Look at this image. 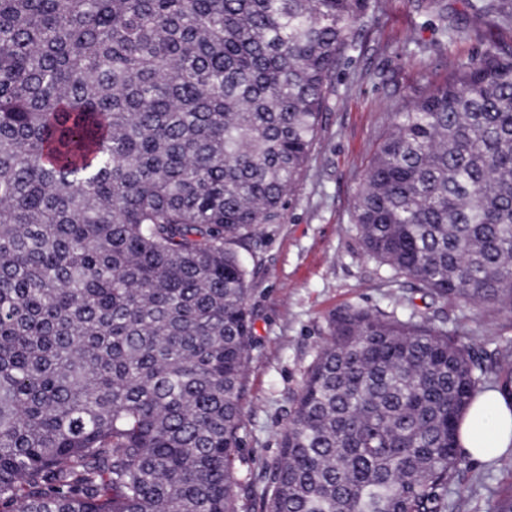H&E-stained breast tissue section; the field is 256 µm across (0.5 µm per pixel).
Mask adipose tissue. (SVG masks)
Wrapping results in <instances>:
<instances>
[{
  "instance_id": "1",
  "label": "adipose tissue",
  "mask_w": 512,
  "mask_h": 512,
  "mask_svg": "<svg viewBox=\"0 0 512 512\" xmlns=\"http://www.w3.org/2000/svg\"><path fill=\"white\" fill-rule=\"evenodd\" d=\"M459 442L473 461H484L512 445V402L495 390L475 397L462 419Z\"/></svg>"
}]
</instances>
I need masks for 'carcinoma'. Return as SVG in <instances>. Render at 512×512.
Returning a JSON list of instances; mask_svg holds the SVG:
<instances>
[{
  "label": "carcinoma",
  "instance_id": "obj_1",
  "mask_svg": "<svg viewBox=\"0 0 512 512\" xmlns=\"http://www.w3.org/2000/svg\"><path fill=\"white\" fill-rule=\"evenodd\" d=\"M448 35L443 0H410ZM371 0H0V512H241L254 320ZM512 26V0H475ZM368 258L512 319V57L390 113L352 206ZM412 310L348 306L292 398L264 512H450L473 398L512 396Z\"/></svg>",
  "mask_w": 512,
  "mask_h": 512
}]
</instances>
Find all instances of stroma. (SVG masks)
<instances>
[{"label":"stroma","mask_w":512,"mask_h":512,"mask_svg":"<svg viewBox=\"0 0 512 512\" xmlns=\"http://www.w3.org/2000/svg\"><path fill=\"white\" fill-rule=\"evenodd\" d=\"M359 28L357 48L339 62L308 165L284 218L261 227L243 257L252 271L249 304L255 332L241 408L242 448L236 494L248 512H261L255 491L279 456L291 399L328 332L332 312L345 306L406 312L404 279L361 249L351 204L384 134L389 114L413 88L443 82L453 63L489 49L512 54V26L491 25L470 0H447L460 31L445 38L408 0H375ZM413 298V297H412ZM459 331L474 351L489 352L512 336L504 316L468 304L453 307ZM512 483L497 461L469 463L448 498L455 512H490L495 491Z\"/></svg>","instance_id":"35a3bbf8"}]
</instances>
